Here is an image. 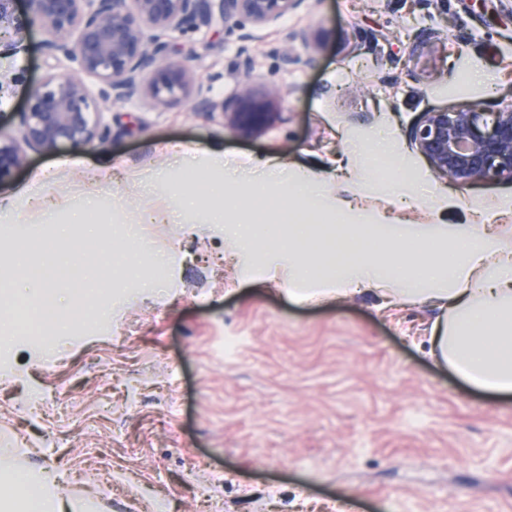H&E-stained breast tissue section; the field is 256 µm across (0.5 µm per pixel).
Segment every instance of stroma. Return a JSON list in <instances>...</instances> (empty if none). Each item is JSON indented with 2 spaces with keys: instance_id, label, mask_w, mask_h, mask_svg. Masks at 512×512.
Wrapping results in <instances>:
<instances>
[{
  "instance_id": "stroma-1",
  "label": "stroma",
  "mask_w": 512,
  "mask_h": 512,
  "mask_svg": "<svg viewBox=\"0 0 512 512\" xmlns=\"http://www.w3.org/2000/svg\"><path fill=\"white\" fill-rule=\"evenodd\" d=\"M246 32L190 25L170 42L195 46L196 82L225 104L243 76L274 84L264 128L246 135L192 100L139 91L102 103V144L28 152L0 184L15 201L0 215V319L17 313L28 266L58 264L47 245L56 228L91 245L53 283L84 322L47 346L15 344L0 366L5 466L21 480L55 472L62 497L80 493L95 512H143L148 499L160 512H512V396L435 363L422 341L432 311L368 296L299 303L287 278H247L268 246L239 253L208 223V189L224 172L204 158L219 150L326 173L346 161L365 204L407 223L490 213L512 225L511 178H439L406 135L433 108L512 102V0H309ZM44 37L33 22L25 50L0 60L16 77L0 97V133H16L31 91L63 67L42 53ZM379 138L395 147L383 165ZM405 172L406 209L393 192ZM37 181L52 215L24 198ZM190 193L191 223H150ZM163 253L173 262L155 287L127 284L110 317L94 318L112 265L143 270Z\"/></svg>"
}]
</instances>
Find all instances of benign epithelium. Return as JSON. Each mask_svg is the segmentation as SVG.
Listing matches in <instances>:
<instances>
[{
    "label": "benign epithelium",
    "instance_id": "obj_1",
    "mask_svg": "<svg viewBox=\"0 0 512 512\" xmlns=\"http://www.w3.org/2000/svg\"><path fill=\"white\" fill-rule=\"evenodd\" d=\"M307 0H28L47 33L43 48L63 56L70 67L47 74L22 112L18 136L0 138V182L24 162L27 150L102 142L110 130L100 120L99 103L82 75L97 79L105 100L121 101L142 90L157 101L194 97L199 112L224 111V102L195 87L192 45L174 58L166 37L191 23H220L241 32L265 26L304 7ZM30 36V17L18 0H0V47L15 52ZM273 91L244 79L229 119L248 133L265 123L263 106ZM410 141L440 178L463 184L490 176L512 178V105L492 112L473 102L421 114L408 131Z\"/></svg>",
    "mask_w": 512,
    "mask_h": 512
}]
</instances>
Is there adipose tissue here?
I'll list each match as a JSON object with an SVG mask.
<instances>
[{
	"label": "adipose tissue",
	"instance_id": "obj_1",
	"mask_svg": "<svg viewBox=\"0 0 512 512\" xmlns=\"http://www.w3.org/2000/svg\"><path fill=\"white\" fill-rule=\"evenodd\" d=\"M225 185L252 174L251 192L289 188L295 224L254 275L288 278L290 297L372 296L387 308L429 307L439 316L427 341L435 360L472 388L512 395V225L403 224L355 205L354 179L341 186L311 168L213 151Z\"/></svg>",
	"mask_w": 512,
	"mask_h": 512
}]
</instances>
